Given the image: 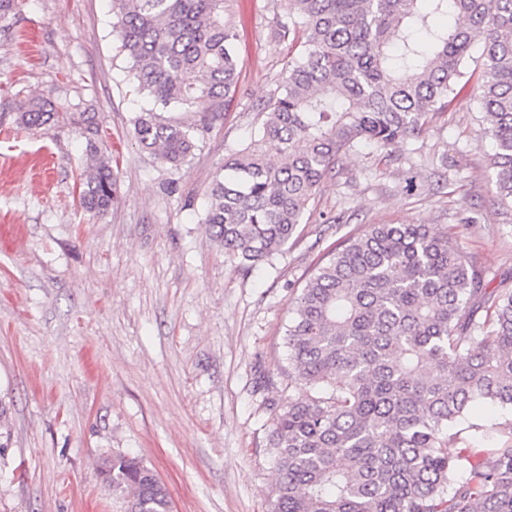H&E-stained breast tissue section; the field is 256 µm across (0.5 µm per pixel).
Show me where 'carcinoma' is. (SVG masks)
Instances as JSON below:
<instances>
[{"label":"carcinoma","instance_id":"cac0c4a2","mask_svg":"<svg viewBox=\"0 0 512 512\" xmlns=\"http://www.w3.org/2000/svg\"><path fill=\"white\" fill-rule=\"evenodd\" d=\"M226 0H112V27L136 90L161 109L134 118L138 147L174 167L222 115L238 83ZM275 34L301 37L254 140L225 158L206 224L243 274L269 261L305 218L321 183L362 142L417 137L469 84L495 151L498 202L512 208V0H283ZM454 23L431 28L428 18ZM55 117L41 98L18 123ZM82 206L106 212L117 173L85 113ZM288 366L310 394L275 415L271 512H512V290L489 287L455 235L374 224L337 244L292 300ZM501 409L488 428L472 407ZM98 474L120 512H171L141 460L116 453Z\"/></svg>","mask_w":512,"mask_h":512}]
</instances>
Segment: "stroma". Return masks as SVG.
<instances>
[{
  "label": "stroma",
  "instance_id": "1",
  "mask_svg": "<svg viewBox=\"0 0 512 512\" xmlns=\"http://www.w3.org/2000/svg\"><path fill=\"white\" fill-rule=\"evenodd\" d=\"M239 81L175 169L137 146L134 89L110 0H15L0 16V512H117L99 460L140 458L172 512H271L268 434L304 397L288 375L289 302L343 239L373 224L453 229L492 287L512 289V210L496 198L474 92L419 138L359 145L324 181L296 234L243 276L207 231V192L300 48L275 38L281 0H229ZM61 118L25 129L29 98ZM94 113L118 166V201L80 204Z\"/></svg>",
  "mask_w": 512,
  "mask_h": 512
}]
</instances>
